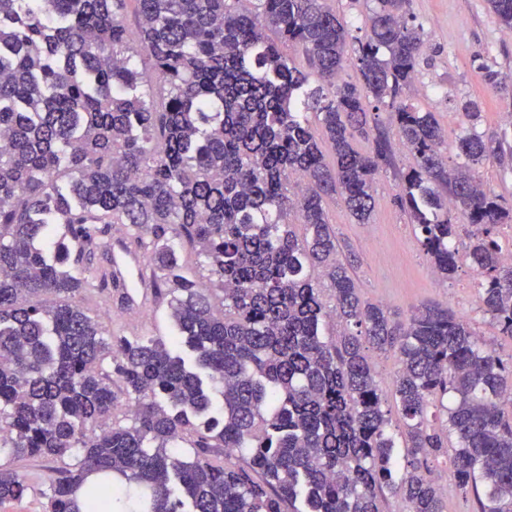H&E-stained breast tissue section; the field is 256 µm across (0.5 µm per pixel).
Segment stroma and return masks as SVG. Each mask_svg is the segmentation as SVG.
Wrapping results in <instances>:
<instances>
[{"label":"stroma","instance_id":"stroma-1","mask_svg":"<svg viewBox=\"0 0 512 512\" xmlns=\"http://www.w3.org/2000/svg\"><path fill=\"white\" fill-rule=\"evenodd\" d=\"M409 13L424 30L425 62L415 81L420 107L435 113L453 141L461 131L462 107L471 100L482 112L480 131L489 136L501 134L505 129L502 114L512 110V99L485 85L480 66L492 64L512 75V33L498 25L485 0H410ZM410 163L408 152L396 147L392 166L376 177L369 223H356L340 199L327 202L338 242L352 255L353 277L362 298L404 316L424 303L446 305L491 340L502 358L512 357V338L501 335L479 309L472 271L464 266L453 279L436 277L409 216L395 203L400 176ZM84 306L105 332L118 336H166L171 330L162 304L146 305L133 315L89 293Z\"/></svg>","mask_w":512,"mask_h":512}]
</instances>
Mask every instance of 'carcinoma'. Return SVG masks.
<instances>
[{"instance_id":"1","label":"carcinoma","mask_w":512,"mask_h":512,"mask_svg":"<svg viewBox=\"0 0 512 512\" xmlns=\"http://www.w3.org/2000/svg\"><path fill=\"white\" fill-rule=\"evenodd\" d=\"M486 2L511 32L512 0ZM408 7L375 0L360 82L340 84L349 29L329 0H0V451L47 463L45 512H383L386 491L446 512L429 461L451 436L476 512H512V366L446 306L362 299L324 206L369 222L393 110L413 156L395 202L433 271L468 265L512 338V207L479 175L512 146L467 103L448 162L409 95L424 31ZM481 70L512 98L511 75ZM453 213L474 227L462 253ZM114 224L149 255L165 340L108 336L83 306ZM388 350L403 464L371 357ZM29 489L0 463V502Z\"/></svg>"}]
</instances>
